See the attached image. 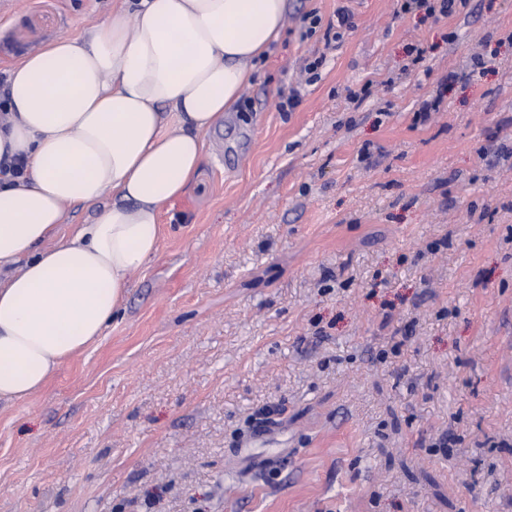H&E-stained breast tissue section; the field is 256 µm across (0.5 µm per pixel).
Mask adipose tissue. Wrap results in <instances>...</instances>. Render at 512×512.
<instances>
[{
    "label": "adipose tissue",
    "instance_id": "1",
    "mask_svg": "<svg viewBox=\"0 0 512 512\" xmlns=\"http://www.w3.org/2000/svg\"><path fill=\"white\" fill-rule=\"evenodd\" d=\"M288 12L289 0H123L12 69L0 158L26 169L0 180V270L19 268L0 281V402L31 397L104 336ZM73 204L99 206L96 221L55 240Z\"/></svg>",
    "mask_w": 512,
    "mask_h": 512
}]
</instances>
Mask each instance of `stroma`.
<instances>
[{
	"label": "stroma",
	"mask_w": 512,
	"mask_h": 512,
	"mask_svg": "<svg viewBox=\"0 0 512 512\" xmlns=\"http://www.w3.org/2000/svg\"><path fill=\"white\" fill-rule=\"evenodd\" d=\"M118 4L0 0V73ZM397 8L291 0L105 335L0 404V512H512V0ZM455 1H459L463 7L467 2V0H433V3H431L432 0H404L401 1L400 11L406 13L414 8H423L427 15L439 19L440 17H448L449 13L452 12Z\"/></svg>",
	"instance_id": "stroma-1"
}]
</instances>
